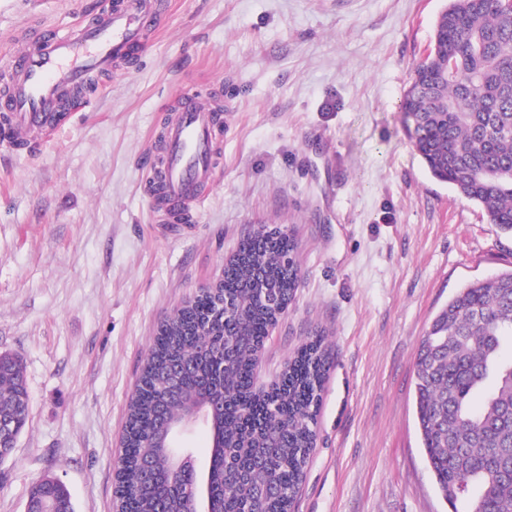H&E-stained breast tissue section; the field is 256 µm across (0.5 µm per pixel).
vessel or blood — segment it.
Masks as SVG:
<instances>
[{
  "mask_svg": "<svg viewBox=\"0 0 512 512\" xmlns=\"http://www.w3.org/2000/svg\"><path fill=\"white\" fill-rule=\"evenodd\" d=\"M159 19L157 0H103L95 17L71 35L43 36L25 44L0 76L4 135L18 153H32L41 138L64 123V105L91 91L132 54L144 51ZM214 91L178 93L167 104L151 203L168 222H188L221 164L224 116Z\"/></svg>",
  "mask_w": 512,
  "mask_h": 512,
  "instance_id": "vessel-or-blood-1",
  "label": "vessel or blood"
}]
</instances>
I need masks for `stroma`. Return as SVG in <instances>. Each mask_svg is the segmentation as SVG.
Instances as JSON below:
<instances>
[{"instance_id": "1", "label": "stroma", "mask_w": 512, "mask_h": 512, "mask_svg": "<svg viewBox=\"0 0 512 512\" xmlns=\"http://www.w3.org/2000/svg\"><path fill=\"white\" fill-rule=\"evenodd\" d=\"M96 0H0V66L75 30ZM162 33L93 102L18 155L0 145V354L29 419L0 463V512L50 476L75 512H116L127 403L158 327L280 228L300 283L265 338L269 390L322 338L329 369L292 512H453L420 443L414 360L467 282L512 268V235L430 176L400 100L448 0H169ZM224 103V162L192 222L153 208L171 94Z\"/></svg>"}]
</instances>
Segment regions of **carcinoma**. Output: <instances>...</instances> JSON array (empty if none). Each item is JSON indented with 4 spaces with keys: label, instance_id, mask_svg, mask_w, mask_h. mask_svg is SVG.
I'll list each match as a JSON object with an SVG mask.
<instances>
[{
    "label": "carcinoma",
    "instance_id": "obj_1",
    "mask_svg": "<svg viewBox=\"0 0 512 512\" xmlns=\"http://www.w3.org/2000/svg\"><path fill=\"white\" fill-rule=\"evenodd\" d=\"M401 112L430 175L450 184L512 234V5L507 0H450L439 14L433 47L415 68ZM293 240L245 239L224 267L223 291L200 293L156 335L150 362L128 406L116 488L118 512H188L190 489L177 456L151 448L159 414L180 402L167 372L220 404L208 419L216 447L211 512H289L315 440L317 405L327 372L319 339L301 347L279 383L264 394L252 379L275 316L270 301L298 288ZM512 270L468 283L434 317L415 360L417 426L443 497L461 512H512ZM0 404L28 423L25 375L0 364ZM30 502L61 499L65 485L36 482Z\"/></svg>",
    "mask_w": 512,
    "mask_h": 512
}]
</instances>
